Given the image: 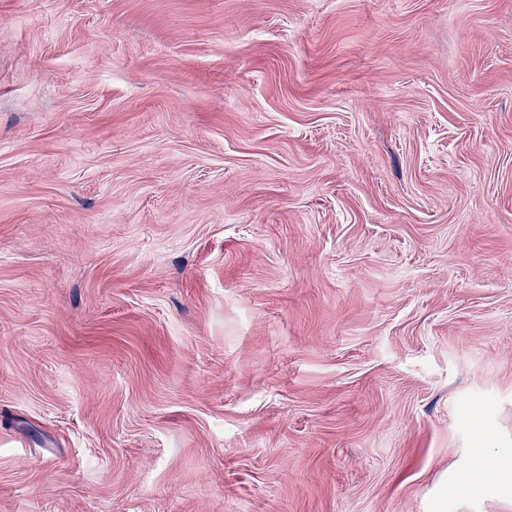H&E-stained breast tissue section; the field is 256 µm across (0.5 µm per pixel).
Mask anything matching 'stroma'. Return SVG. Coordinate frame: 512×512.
<instances>
[{
    "mask_svg": "<svg viewBox=\"0 0 512 512\" xmlns=\"http://www.w3.org/2000/svg\"><path fill=\"white\" fill-rule=\"evenodd\" d=\"M0 512H512V0H0Z\"/></svg>",
    "mask_w": 512,
    "mask_h": 512,
    "instance_id": "stroma-1",
    "label": "stroma"
}]
</instances>
